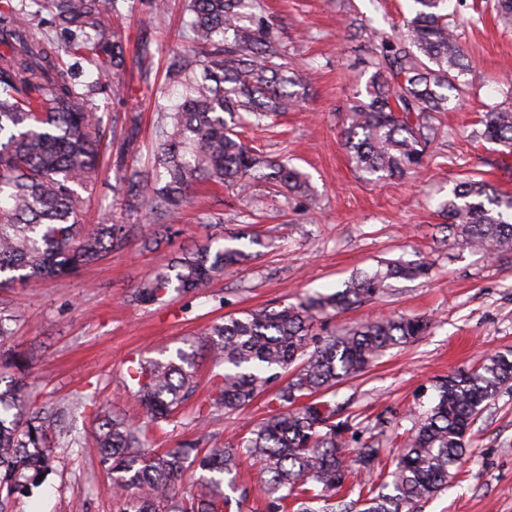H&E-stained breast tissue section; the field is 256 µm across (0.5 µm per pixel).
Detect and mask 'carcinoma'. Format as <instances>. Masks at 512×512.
<instances>
[{"label":"carcinoma","mask_w":512,"mask_h":512,"mask_svg":"<svg viewBox=\"0 0 512 512\" xmlns=\"http://www.w3.org/2000/svg\"><path fill=\"white\" fill-rule=\"evenodd\" d=\"M411 16L393 32L374 30L365 94L347 109L342 131L355 167L378 182L402 179L424 163L440 127L437 115L460 100L470 68L448 23L446 0H413ZM104 0H0V290L20 281L35 288L49 279L93 273L108 252L130 244L143 230L104 218L85 226L77 189L94 188L101 157L125 161L139 148L141 116L116 113L105 139L93 97L127 83L122 18L108 21ZM182 46L166 66L154 101L153 171L118 170L114 190L154 226L168 225L190 201L197 184L222 186L252 202L253 188L306 196L308 181L267 146L242 137L240 119L271 126L299 106L302 78L288 45L264 15L261 0H185ZM153 37L142 28L135 65L154 85ZM86 62L100 85L80 84L66 58ZM470 145L512 148V109L499 105L473 123ZM448 235L487 255L512 250V197L475 175L461 179L443 204ZM252 253L206 242L182 251L171 265L140 282L131 301L149 304L174 290L205 287ZM429 262L392 261L350 279L331 294L298 304L229 315L209 327L196 349L166 362L129 370L136 402L148 423L167 421L197 384V353L224 373L215 374L214 408L226 414L249 406L274 388L272 407L233 445L184 444L147 455L145 428L96 415L94 445L111 474L121 512H222L224 488L247 498L236 484L239 459L258 464L255 490L269 512H414V505L448 489L452 468L467 453L466 436L483 408L512 389V355H495L457 370L434 385V404L420 413L395 468L375 472L379 449L364 442L350 456L353 429L336 402V387L365 371L388 349L413 342L430 327L425 317L393 315L360 323L342 334L323 333L330 312L383 296L391 279L429 274ZM15 321L0 301V512L17 495L38 486L57 462L49 434L62 411L32 409L19 375L27 359L5 348ZM368 480L348 483L354 466ZM132 490L134 494L126 496Z\"/></svg>","instance_id":"obj_1"}]
</instances>
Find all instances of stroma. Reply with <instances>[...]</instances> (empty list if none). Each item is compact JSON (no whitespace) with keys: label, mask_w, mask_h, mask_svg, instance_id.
Masks as SVG:
<instances>
[{"label":"stroma","mask_w":512,"mask_h":512,"mask_svg":"<svg viewBox=\"0 0 512 512\" xmlns=\"http://www.w3.org/2000/svg\"><path fill=\"white\" fill-rule=\"evenodd\" d=\"M266 16L287 42L305 87L299 108L280 117L254 139L305 173L311 201L271 197L257 191L252 212L224 189L200 186L168 237L142 247L132 243L109 252L92 278L69 277L38 288L14 283L0 291L16 313L11 349L32 361L28 391L33 406H73L51 443L59 462L44 483L14 504L15 512H118L104 493L109 474L93 451L95 412L139 420L130 391L129 367L174 358L198 332L230 314L295 304L330 294L362 271L391 260H427L428 277L394 279L386 294L332 315L327 330L340 332L378 317L406 314L429 318L415 342L387 350L364 376L340 386L338 402L354 417L361 440L380 448L391 464L414 421L409 409H428L435 382L498 352L512 350V252L489 258L444 239L440 206L455 182L477 170L500 191L512 194V179L497 168L500 146L473 151L467 135L479 113L507 102L512 82V28L497 20L494 0L481 15L464 10L458 32L472 70L460 104L441 113L442 131L424 168L402 181L383 184L356 171L341 137L347 106L368 78V37L342 29L339 14L365 18L387 29L401 23L411 0H264ZM154 89L130 82L120 97H95L104 127L116 112L142 113L138 167L150 171L154 146ZM116 166L105 159L96 188L82 192L85 223L109 209L122 224H139L112 185ZM264 243L248 266L225 271L198 292L171 291L150 305L130 302L133 288L167 268L184 247L215 236L237 235L251 250L249 235ZM214 370L201 360L198 384L172 420L151 429L147 449L188 442L209 447L247 431L267 410V397L228 416L211 412ZM209 413L200 425L199 413ZM468 454L451 488L417 504L415 512H512V391L491 401L467 435Z\"/></svg>","instance_id":"35a3bbf8"}]
</instances>
